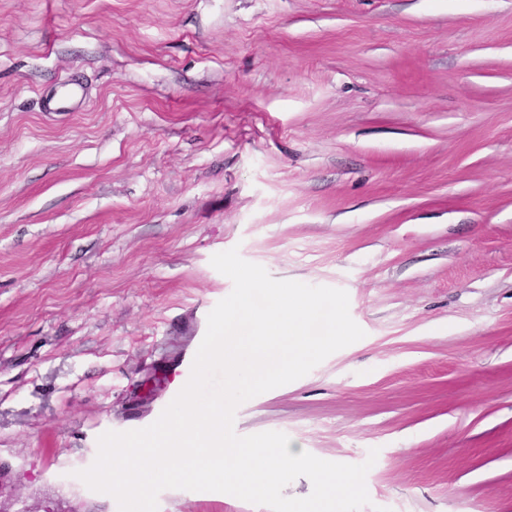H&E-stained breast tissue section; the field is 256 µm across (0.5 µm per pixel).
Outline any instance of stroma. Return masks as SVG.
<instances>
[{"mask_svg": "<svg viewBox=\"0 0 512 512\" xmlns=\"http://www.w3.org/2000/svg\"><path fill=\"white\" fill-rule=\"evenodd\" d=\"M234 247L365 332L237 434L377 450L362 512H512V0H0L9 512H118L73 473L185 386Z\"/></svg>", "mask_w": 512, "mask_h": 512, "instance_id": "obj_1", "label": "stroma"}]
</instances>
